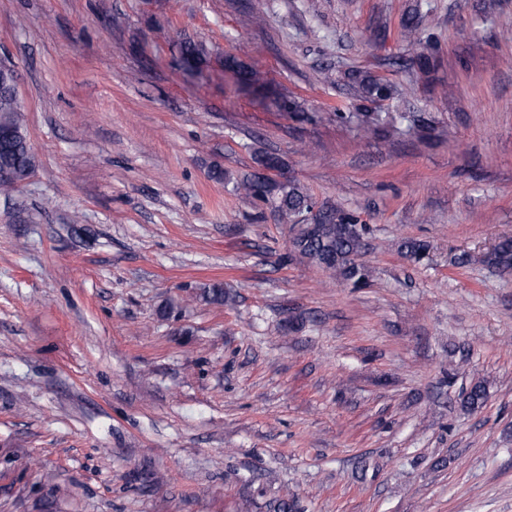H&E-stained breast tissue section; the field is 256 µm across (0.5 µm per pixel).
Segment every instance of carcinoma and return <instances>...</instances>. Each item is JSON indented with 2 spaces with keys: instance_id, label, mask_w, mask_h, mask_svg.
<instances>
[{
  "instance_id": "cac0c4a2",
  "label": "carcinoma",
  "mask_w": 512,
  "mask_h": 512,
  "mask_svg": "<svg viewBox=\"0 0 512 512\" xmlns=\"http://www.w3.org/2000/svg\"><path fill=\"white\" fill-rule=\"evenodd\" d=\"M431 28V11L427 0H415L402 25V36L411 45L420 46V51L411 59V69L422 85L433 86V75L440 65L436 41ZM207 46L188 37L179 43V61L190 71L199 72L209 59ZM224 67L233 74L238 90L266 98L271 94L260 73L250 65L234 57L224 59ZM346 85L358 102L359 112H306L293 97L277 95L273 102L278 111L291 118L312 125L336 123L340 126L356 127L361 135L375 131L374 121L367 115L368 104L376 106L397 98V89L389 80L367 70H351L345 74ZM0 168L14 174L9 184L0 183V191L14 189L27 180L36 167V157L28 143L25 123L9 87L0 88ZM257 170L235 177L223 168L214 165L209 173L212 178L232 186V190L258 201L277 216L282 223L291 224L294 236L291 241V256L314 264L330 275L354 286L368 282V270L359 262L364 248V236L355 235L349 225L358 222V217L333 206H321L313 210L314 202L307 191L294 180H273L262 170L272 165L282 167V160L262 148L253 150ZM305 214L312 215L311 222L301 223ZM399 250L411 261L419 264L429 255L430 244L424 240H405ZM485 261L504 271L512 270V238L505 237L485 255ZM200 297L208 304L222 306L227 300L224 287L219 284L201 288ZM486 388L482 383L474 384L462 397V405L474 410L484 403Z\"/></svg>"
}]
</instances>
